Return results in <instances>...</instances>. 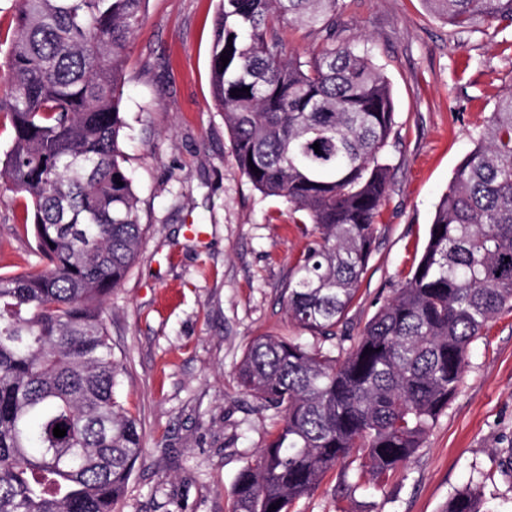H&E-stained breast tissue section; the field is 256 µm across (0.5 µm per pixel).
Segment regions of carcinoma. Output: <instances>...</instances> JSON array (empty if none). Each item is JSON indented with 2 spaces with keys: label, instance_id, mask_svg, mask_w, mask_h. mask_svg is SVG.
I'll use <instances>...</instances> for the list:
<instances>
[{
  "label": "carcinoma",
  "instance_id": "obj_1",
  "mask_svg": "<svg viewBox=\"0 0 512 512\" xmlns=\"http://www.w3.org/2000/svg\"><path fill=\"white\" fill-rule=\"evenodd\" d=\"M424 2L455 28L512 24V0ZM145 5L16 0L0 77V119L13 131L0 187L30 205L32 223L21 230L34 236L40 267L0 274V512H114L142 457L139 423L116 393L124 371L104 304L143 235L121 103ZM340 8V0H221L210 52L238 169L320 231L288 283L287 305L322 336L354 303L373 251L395 111L370 51L338 40ZM290 27L320 35L305 60L283 54ZM509 311L512 91L456 168L414 270L346 352L272 336L251 342L239 383L284 416L239 471L231 512L274 503L290 512L353 456L358 479L373 483L409 462L462 384L470 345ZM444 512L489 509L466 486Z\"/></svg>",
  "mask_w": 512,
  "mask_h": 512
}]
</instances>
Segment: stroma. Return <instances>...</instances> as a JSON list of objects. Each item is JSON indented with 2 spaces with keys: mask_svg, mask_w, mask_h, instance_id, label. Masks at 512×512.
Returning a JSON list of instances; mask_svg holds the SVG:
<instances>
[{
  "mask_svg": "<svg viewBox=\"0 0 512 512\" xmlns=\"http://www.w3.org/2000/svg\"><path fill=\"white\" fill-rule=\"evenodd\" d=\"M218 0H148L121 110L126 166L145 233L106 304L125 373L118 396L144 432L143 457L114 512H230L241 468L280 423L236 370L258 336H303L285 290L315 236L237 168L210 80ZM341 40L368 48L394 99L385 148L391 190L356 299L338 327L358 336L405 281L453 172L499 97L512 91V27H449L424 0H344ZM25 201L0 191V274L39 261L20 228ZM512 313L472 343L463 382L407 466L347 494L341 469L291 512H443L477 488L512 512Z\"/></svg>",
  "mask_w": 512,
  "mask_h": 512,
  "instance_id": "35a3bbf8",
  "label": "stroma"
}]
</instances>
